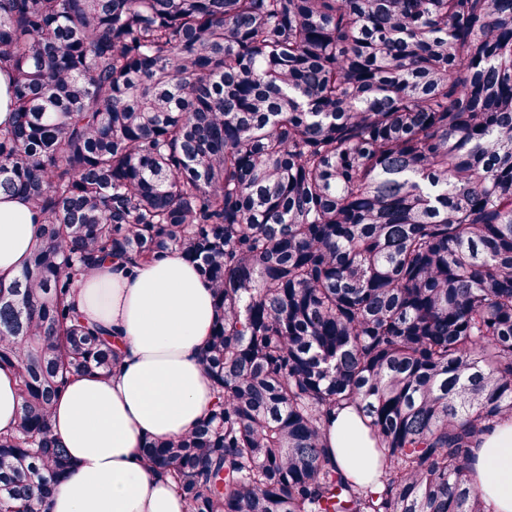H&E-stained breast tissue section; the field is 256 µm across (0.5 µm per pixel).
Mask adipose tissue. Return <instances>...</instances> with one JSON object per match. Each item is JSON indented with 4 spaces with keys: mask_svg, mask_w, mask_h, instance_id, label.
Masks as SVG:
<instances>
[{
    "mask_svg": "<svg viewBox=\"0 0 512 512\" xmlns=\"http://www.w3.org/2000/svg\"><path fill=\"white\" fill-rule=\"evenodd\" d=\"M33 214L20 195L0 194V280L28 264L36 238ZM86 318L119 336L120 367L102 378L72 379L56 402L55 433L75 468L62 481L51 512H187L173 486L142 464L146 438L188 433L212 402L200 361L214 322L211 288L196 266L172 253L129 276L108 262L73 290ZM333 460L368 479L377 455L354 409L328 428ZM472 479L493 512H512V422L486 436L476 452Z\"/></svg>",
    "mask_w": 512,
    "mask_h": 512,
    "instance_id": "1",
    "label": "adipose tissue"
}]
</instances>
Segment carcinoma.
I'll return each mask as SVG.
<instances>
[{
  "mask_svg": "<svg viewBox=\"0 0 512 512\" xmlns=\"http://www.w3.org/2000/svg\"><path fill=\"white\" fill-rule=\"evenodd\" d=\"M0 193L39 221L0 281V512H47L51 426L112 336L72 288L177 252L213 290L212 406L142 456L189 512H492L512 419V0H0ZM353 407L376 483L327 456ZM19 404L13 372L0 368V431L14 427ZM473 483L494 512H512V422L483 439L473 464Z\"/></svg>",
  "mask_w": 512,
  "mask_h": 512,
  "instance_id": "obj_1",
  "label": "carcinoma"
}]
</instances>
